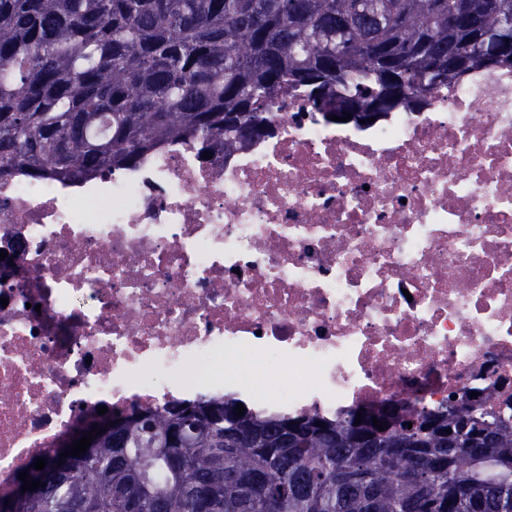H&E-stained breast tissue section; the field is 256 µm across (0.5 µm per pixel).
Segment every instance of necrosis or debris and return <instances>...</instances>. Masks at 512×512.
<instances>
[{"mask_svg":"<svg viewBox=\"0 0 512 512\" xmlns=\"http://www.w3.org/2000/svg\"><path fill=\"white\" fill-rule=\"evenodd\" d=\"M303 105L209 159L0 178V499L101 406L333 416L493 387L512 416V71L366 124ZM260 359L283 396L243 375Z\"/></svg>","mask_w":512,"mask_h":512,"instance_id":"obj_1","label":"necrosis or debris"}]
</instances>
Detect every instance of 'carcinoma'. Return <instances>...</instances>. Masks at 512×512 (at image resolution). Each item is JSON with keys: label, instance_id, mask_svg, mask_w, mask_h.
Wrapping results in <instances>:
<instances>
[{"label": "carcinoma", "instance_id": "cac0c4a2", "mask_svg": "<svg viewBox=\"0 0 512 512\" xmlns=\"http://www.w3.org/2000/svg\"><path fill=\"white\" fill-rule=\"evenodd\" d=\"M512 0H0V177L80 180L162 144L232 151L299 90L325 118L416 108L476 70H512ZM248 122L256 136L240 138ZM493 394L408 406L391 430L357 410H250L232 397L144 409L22 512H512V420ZM451 432H446V429ZM263 474L268 497L240 482ZM224 491L197 497L204 478Z\"/></svg>", "mask_w": 512, "mask_h": 512}]
</instances>
